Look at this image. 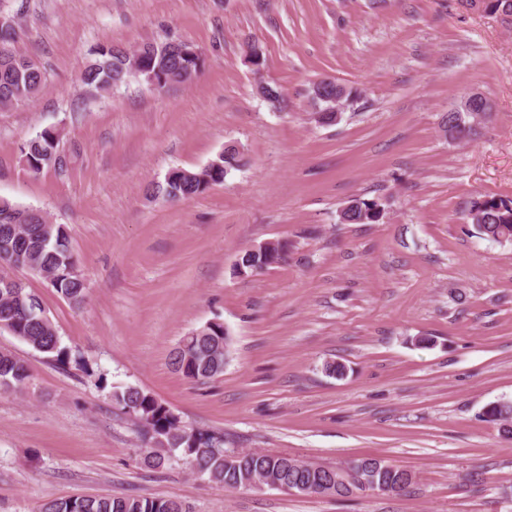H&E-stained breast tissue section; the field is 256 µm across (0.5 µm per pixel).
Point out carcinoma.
Segmentation results:
<instances>
[{
  "instance_id": "carcinoma-1",
  "label": "carcinoma",
  "mask_w": 512,
  "mask_h": 512,
  "mask_svg": "<svg viewBox=\"0 0 512 512\" xmlns=\"http://www.w3.org/2000/svg\"><path fill=\"white\" fill-rule=\"evenodd\" d=\"M19 24L0 29V109L35 101L43 90L45 75L40 67L18 48ZM205 60L201 56L175 51L174 41L143 42L133 50L101 46L96 58L82 74L85 84L103 92L126 83L132 75L188 83L202 73ZM310 104L320 125H335L343 119L344 110L360 98L354 87L338 81L324 80L312 84ZM490 100L484 95L464 96L457 107L446 113L440 130L452 132L456 141H473L482 124L477 116L485 111ZM62 134L46 128L25 140L20 147V161L31 172L58 170L61 159L71 156L60 148ZM240 151L234 145L224 147L215 159L198 169H181L165 175L164 180L147 187L146 196L176 202L201 194L215 184L224 182L229 170L240 166ZM384 217V206L375 199L354 198L340 213L342 224H376ZM467 223L476 227L485 238L499 242L512 240V198L479 195L466 211ZM286 259L284 245L267 255L243 251L235 262L237 274L247 276L263 271ZM15 268L26 269L41 277L57 294L71 305L85 303L87 287L70 247L66 225L55 224L39 208L19 204L9 198L0 199V276ZM39 297L28 291L18 295L12 288H0V328L8 330L34 350L59 363L65 362L67 351L50 319L42 320L32 313L30 301ZM232 338L224 323L206 322L183 337L173 350V369L194 383L204 384L224 373ZM28 367L9 351L0 350V391L21 389L29 379ZM113 400L132 411L144 457L151 467H161L170 451L207 475L208 480L226 489H243L254 479L270 477L283 485L304 486L303 495L349 497L366 491L375 483L388 493L399 494L414 483V475L378 457H363L336 475L332 468L308 463L285 455L261 451H228L224 437L195 429L164 401L137 387L127 386L112 391ZM482 417L500 425L512 436V401H499L487 406ZM39 512H190L176 499L148 496H84L50 499L41 504Z\"/></svg>"
}]
</instances>
